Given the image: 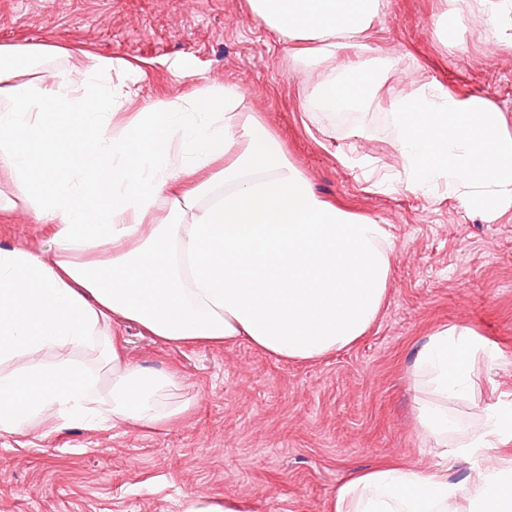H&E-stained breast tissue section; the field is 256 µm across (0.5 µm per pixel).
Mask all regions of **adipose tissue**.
Instances as JSON below:
<instances>
[{
  "instance_id": "1",
  "label": "adipose tissue",
  "mask_w": 512,
  "mask_h": 512,
  "mask_svg": "<svg viewBox=\"0 0 512 512\" xmlns=\"http://www.w3.org/2000/svg\"><path fill=\"white\" fill-rule=\"evenodd\" d=\"M268 31L293 41L295 62L323 65L307 108L370 103L360 57L383 0H250ZM49 52L0 44V174L13 188L0 214L21 209L55 227L52 256L0 246V430L55 407L157 426L182 416L170 402L176 372L130 362L112 324L133 322L163 340L248 342L277 359L311 362L360 340L377 319L392 273L389 234L375 219L313 189L238 89L193 88L146 104L118 134L103 131L135 97L119 59L43 69L22 79L17 62ZM98 352L112 385L95 408V375L74 349ZM469 328L431 333L413 362L428 399L420 437L448 433V401L470 392L468 356L489 355ZM484 428L460 446L477 463L465 485L449 464L415 469L391 460L355 471L329 512H512V457L499 446L512 424L485 410Z\"/></svg>"
}]
</instances>
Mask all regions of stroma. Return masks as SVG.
I'll return each mask as SVG.
<instances>
[{"label": "stroma", "mask_w": 512, "mask_h": 512, "mask_svg": "<svg viewBox=\"0 0 512 512\" xmlns=\"http://www.w3.org/2000/svg\"><path fill=\"white\" fill-rule=\"evenodd\" d=\"M447 17L456 26L445 40ZM488 27L465 0H387L363 54L376 98L341 126L306 110L321 67L291 63L290 43L264 28L249 0H0V44L85 50L133 67L139 95L123 118L193 85L236 86L314 189L388 225L393 243L377 322L317 362H284L246 342L175 345L117 322L132 362L177 370L188 413L153 429L83 419L60 428L50 413L0 431V512H181L188 495L241 499L254 512H326L352 471L384 458L439 463L479 429L475 406L512 418V210L490 221L445 190L401 188L388 110L437 83L486 97L512 133V13L499 42ZM352 145L385 188L340 162ZM54 235L20 209L0 219V244L50 253ZM444 325L470 328L495 358L470 359L475 399L449 403L443 448L415 434L412 366Z\"/></svg>", "instance_id": "35a3bbf8"}]
</instances>
